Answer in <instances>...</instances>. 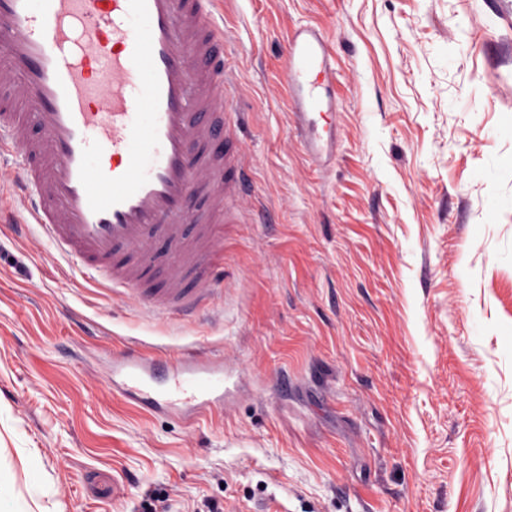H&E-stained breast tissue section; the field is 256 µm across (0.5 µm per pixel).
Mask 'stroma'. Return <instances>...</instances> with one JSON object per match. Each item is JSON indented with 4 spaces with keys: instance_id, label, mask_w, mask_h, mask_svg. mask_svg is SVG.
Listing matches in <instances>:
<instances>
[{
    "instance_id": "1",
    "label": "stroma",
    "mask_w": 512,
    "mask_h": 512,
    "mask_svg": "<svg viewBox=\"0 0 512 512\" xmlns=\"http://www.w3.org/2000/svg\"><path fill=\"white\" fill-rule=\"evenodd\" d=\"M250 211L186 321L88 283L12 201L0 226V459L35 512H512V0H219ZM326 36L336 156L310 164L280 79ZM504 166L491 181L489 156ZM224 362L189 419L107 357Z\"/></svg>"
}]
</instances>
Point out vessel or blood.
<instances>
[{
  "mask_svg": "<svg viewBox=\"0 0 512 512\" xmlns=\"http://www.w3.org/2000/svg\"><path fill=\"white\" fill-rule=\"evenodd\" d=\"M216 0H0V174L55 251L89 280L122 288L160 315H192L224 284L221 227L248 200L240 114L225 88L226 33ZM323 33L304 26L283 52L284 88L310 162L336 155L335 74ZM324 114L321 131L309 115ZM179 254L158 266L157 246ZM153 355H114L126 399L224 404V364L187 350L163 388Z\"/></svg>",
  "mask_w": 512,
  "mask_h": 512,
  "instance_id": "b4317fda",
  "label": "vessel or blood"
}]
</instances>
